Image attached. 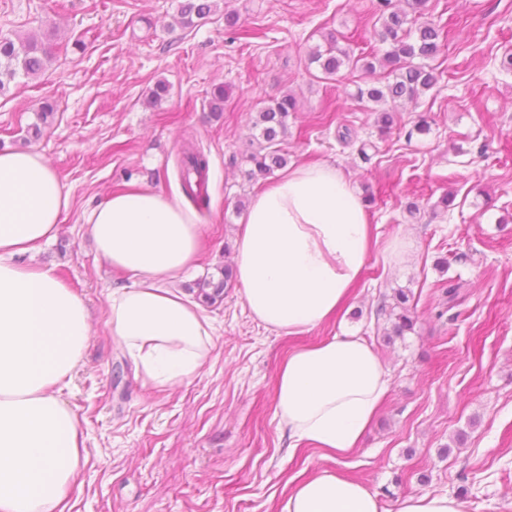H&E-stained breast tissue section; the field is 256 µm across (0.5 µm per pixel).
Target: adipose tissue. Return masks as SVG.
<instances>
[{
	"label": "adipose tissue",
	"instance_id": "obj_1",
	"mask_svg": "<svg viewBox=\"0 0 512 512\" xmlns=\"http://www.w3.org/2000/svg\"><path fill=\"white\" fill-rule=\"evenodd\" d=\"M70 199L45 158L0 150V512H57L84 450L61 393L91 335L82 298L52 269L23 263L56 236ZM85 222L97 252L132 283L108 297L107 328L143 385L198 374L214 328L171 280L195 268L204 227L182 201L151 189L110 195ZM235 274L250 315L288 334L335 315L371 247L365 205L328 165L289 168L252 195L239 221ZM389 389V372L359 336L301 347L281 364L275 413L292 443L345 453ZM282 512H381L376 494L330 470L294 485Z\"/></svg>",
	"mask_w": 512,
	"mask_h": 512
}]
</instances>
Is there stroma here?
I'll list each match as a JSON object with an SVG mask.
<instances>
[{
    "mask_svg": "<svg viewBox=\"0 0 512 512\" xmlns=\"http://www.w3.org/2000/svg\"><path fill=\"white\" fill-rule=\"evenodd\" d=\"M201 26L180 27L178 0H0V37L53 29L56 57L39 78L0 94V148L34 150L57 172L71 205L55 240L31 259L62 278L92 313L84 357L62 392L83 431L86 458L68 492L70 512H281L292 481L332 469L359 482L383 512L410 495L455 497L465 512H512V0H430L428 20L448 40L438 76L419 108L398 106L380 136L351 99L369 77L343 70L320 79L310 49L327 34L341 47L381 50L376 0H216ZM259 29L236 38L224 16ZM165 81L170 95L148 103ZM228 98L205 111L213 85ZM282 92L299 102L288 119V162L345 172L374 194L372 249L343 309L312 330L286 334L254 321L241 287L208 306L215 349L194 378L146 388L106 327L112 289L128 285L98 256L84 218L113 192L136 184L182 197L186 140L209 161L204 239L195 269L174 281L189 296L231 263L254 184L241 156L250 119ZM57 112L28 137L40 102ZM426 117L431 129L413 126ZM349 130L352 146L337 139ZM455 199L436 211L445 193ZM418 203L409 212L408 203ZM404 262L388 259L394 237ZM448 266H441V259ZM461 283L451 308L441 283ZM410 289L415 325L387 338L379 307ZM363 336L389 372V391L359 446L344 457L290 447L275 416V384L292 350L340 334Z\"/></svg>",
    "mask_w": 512,
    "mask_h": 512,
    "instance_id": "1",
    "label": "stroma"
}]
</instances>
